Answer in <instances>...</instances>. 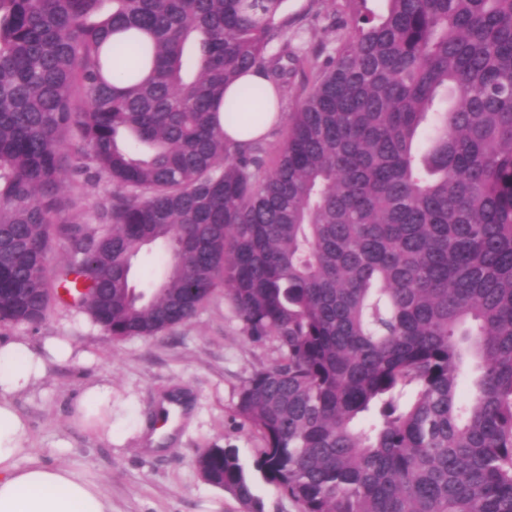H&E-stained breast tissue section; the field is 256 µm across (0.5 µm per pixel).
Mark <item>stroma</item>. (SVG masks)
<instances>
[{
    "mask_svg": "<svg viewBox=\"0 0 512 512\" xmlns=\"http://www.w3.org/2000/svg\"><path fill=\"white\" fill-rule=\"evenodd\" d=\"M322 0H285L288 38L313 65L335 46L318 14ZM58 336L78 351L50 362L46 377L17 394L29 445L48 463L78 465L100 485L112 512H245L230 493L208 484L196 466L205 448L233 447L243 462L261 443L236 413L253 373L273 365V342L246 336L233 303L213 295L189 322L153 337L112 341L89 315L58 304L34 327L0 326V342L41 345ZM112 387V428L81 421L78 400L91 385Z\"/></svg>",
    "mask_w": 512,
    "mask_h": 512,
    "instance_id": "obj_1",
    "label": "stroma"
}]
</instances>
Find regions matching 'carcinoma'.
Instances as JSON below:
<instances>
[{
    "mask_svg": "<svg viewBox=\"0 0 512 512\" xmlns=\"http://www.w3.org/2000/svg\"><path fill=\"white\" fill-rule=\"evenodd\" d=\"M344 2L307 73L267 53L284 0H0V325L69 296L151 337L222 288L280 352L239 394L252 464L197 458L245 512L258 479L298 512H512V0ZM250 70L306 82L269 165L218 119ZM69 173L112 184L92 224ZM163 259H167V257L146 250L139 254L132 268V278L138 288L148 287L151 283L159 280L164 270Z\"/></svg>",
    "mask_w": 512,
    "mask_h": 512,
    "instance_id": "1",
    "label": "carcinoma"
}]
</instances>
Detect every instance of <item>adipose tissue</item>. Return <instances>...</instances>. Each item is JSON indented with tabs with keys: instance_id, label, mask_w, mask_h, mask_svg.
Listing matches in <instances>:
<instances>
[{
	"instance_id": "1",
	"label": "adipose tissue",
	"mask_w": 512,
	"mask_h": 512,
	"mask_svg": "<svg viewBox=\"0 0 512 512\" xmlns=\"http://www.w3.org/2000/svg\"><path fill=\"white\" fill-rule=\"evenodd\" d=\"M225 105L239 113L237 122L224 125L226 138L236 144L266 137L280 122L273 93L260 122L242 111L235 89H228ZM74 355L70 344L53 337L37 348L23 338L0 345V512H112L111 500L82 469L49 466L30 453L28 425L13 404L16 394L45 378L49 361Z\"/></svg>"
}]
</instances>
